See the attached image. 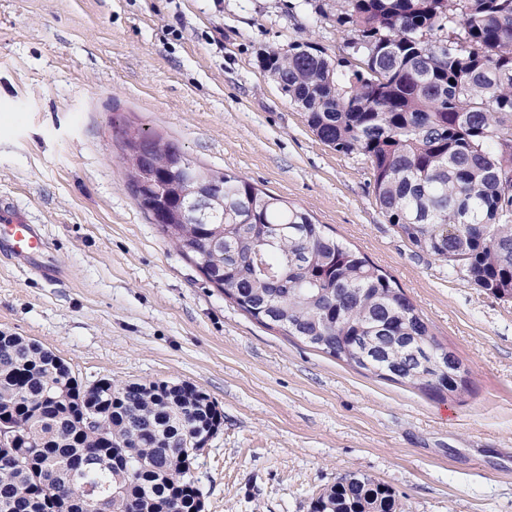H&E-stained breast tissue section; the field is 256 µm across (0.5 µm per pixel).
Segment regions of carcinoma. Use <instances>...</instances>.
Segmentation results:
<instances>
[{
	"instance_id": "carcinoma-1",
	"label": "carcinoma",
	"mask_w": 512,
	"mask_h": 512,
	"mask_svg": "<svg viewBox=\"0 0 512 512\" xmlns=\"http://www.w3.org/2000/svg\"><path fill=\"white\" fill-rule=\"evenodd\" d=\"M353 34L347 58L309 43L264 56L270 74L320 141L370 163L388 223L418 251L499 298H512V0H336L311 3ZM146 167L185 153L171 142ZM224 198V223L182 224L167 198L162 232L243 311L350 366L436 396L467 389L455 367L385 375L344 347L373 328L442 350L402 288L311 215L240 175L205 172ZM298 224L303 235L274 227ZM285 283L273 286L267 271ZM40 343L0 331V413L17 426L0 450V512H201L193 440L223 415L188 382L107 380L84 385ZM53 384L69 401H55ZM106 402L98 433L81 406ZM37 464L23 473L14 458ZM399 512L394 492L369 478L327 489L311 512Z\"/></svg>"
}]
</instances>
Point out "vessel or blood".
Instances as JSON below:
<instances>
[{
	"label": "vessel or blood",
	"mask_w": 512,
	"mask_h": 512,
	"mask_svg": "<svg viewBox=\"0 0 512 512\" xmlns=\"http://www.w3.org/2000/svg\"><path fill=\"white\" fill-rule=\"evenodd\" d=\"M47 248L45 238L37 225L29 223L15 205L0 199V257L17 265L39 267L46 277H53L52 267L37 266L36 259Z\"/></svg>",
	"instance_id": "vessel-or-blood-1"
}]
</instances>
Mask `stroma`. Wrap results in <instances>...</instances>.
Returning <instances> with one entry per match:
<instances>
[{
    "label": "stroma",
    "mask_w": 512,
    "mask_h": 512,
    "mask_svg": "<svg viewBox=\"0 0 512 512\" xmlns=\"http://www.w3.org/2000/svg\"><path fill=\"white\" fill-rule=\"evenodd\" d=\"M350 38L307 0H0V196L58 269L0 264V331L85 384L209 395L224 423L194 465L204 512H311L350 472L388 486L400 512H512V299L416 251L365 157L320 141L262 69L298 41L348 56ZM127 128L282 196L390 274L467 391L381 379L243 312L139 207Z\"/></svg>",
    "instance_id": "stroma-1"
}]
</instances>
